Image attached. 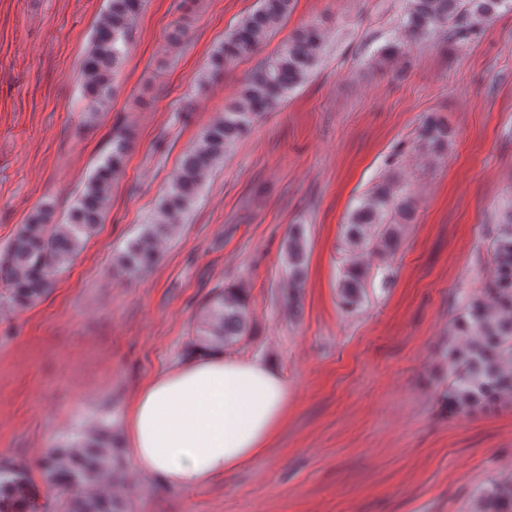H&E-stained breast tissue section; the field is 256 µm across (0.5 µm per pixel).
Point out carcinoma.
I'll return each mask as SVG.
<instances>
[{
    "instance_id": "1",
    "label": "carcinoma",
    "mask_w": 512,
    "mask_h": 512,
    "mask_svg": "<svg viewBox=\"0 0 512 512\" xmlns=\"http://www.w3.org/2000/svg\"><path fill=\"white\" fill-rule=\"evenodd\" d=\"M147 0H108L81 63L82 92L89 102L85 122H93L109 106L115 78L128 51L134 23ZM294 0H259V7L242 18L211 54L200 83L224 73L237 58L260 49L291 14ZM502 7L512 0H405L398 21L405 42L387 48L393 57L443 28L448 40L464 45L480 37ZM190 38V28L178 20L168 31L172 43ZM324 32L316 24L297 29L280 53L242 85L235 100L201 132L196 145L159 200L155 213L114 261L130 280L139 278L158 258L160 247L193 209L205 183L224 154L246 133L261 113L278 106L317 65ZM454 137L448 120L427 112L417 129L416 148L435 158L448 155ZM135 140L126 128L112 136L111 149L86 181L68 214L56 217L43 203L20 225L9 246L0 251V281L8 299L28 306L48 293L53 277L82 250L102 223L112 183L122 171ZM414 200L404 183L386 177L374 185L350 214L342 231L343 275L339 283L343 305L362 303L375 278L387 286L393 277L402 227L412 220ZM290 287H303L305 239L299 225L288 235ZM494 275L482 288L464 295L454 319L456 340L448 350V387L443 395L448 414L473 413L492 403H512V203L489 245ZM249 310L242 289L217 290L201 315L199 343L233 346L248 334ZM41 469L51 488L64 486L71 496L66 512H125L119 498L93 488L116 483L120 470L112 444L96 436L49 452ZM29 482L26 472L0 468V512H20L16 492ZM473 512H512V477L490 481L481 489Z\"/></svg>"
}]
</instances>
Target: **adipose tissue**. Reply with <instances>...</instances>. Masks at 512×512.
Masks as SVG:
<instances>
[{"instance_id":"adipose-tissue-1","label":"adipose tissue","mask_w":512,"mask_h":512,"mask_svg":"<svg viewBox=\"0 0 512 512\" xmlns=\"http://www.w3.org/2000/svg\"><path fill=\"white\" fill-rule=\"evenodd\" d=\"M288 402V381L269 360L199 347L139 385L125 440L139 472L171 488L203 487L264 456Z\"/></svg>"}]
</instances>
